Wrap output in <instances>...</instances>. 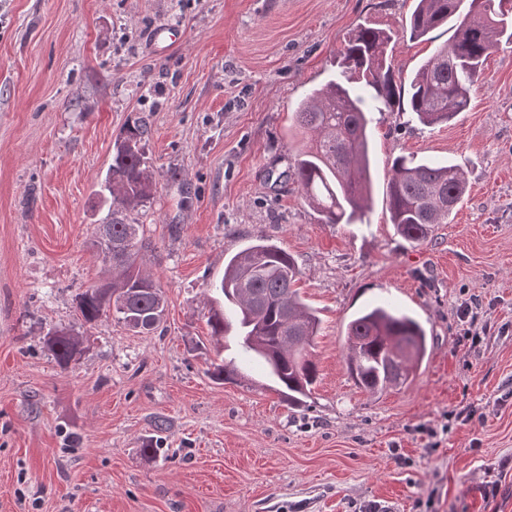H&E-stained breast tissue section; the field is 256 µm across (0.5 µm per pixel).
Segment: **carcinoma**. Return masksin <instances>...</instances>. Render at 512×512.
I'll list each match as a JSON object with an SVG mask.
<instances>
[{"label": "carcinoma", "mask_w": 512, "mask_h": 512, "mask_svg": "<svg viewBox=\"0 0 512 512\" xmlns=\"http://www.w3.org/2000/svg\"><path fill=\"white\" fill-rule=\"evenodd\" d=\"M448 25L452 34L415 71L408 99L401 100L392 68L393 44L401 37L425 38ZM512 43V6L503 0H414L409 20L397 33L359 26L339 52L337 70L325 84L310 90L294 112L300 138L291 176L322 224L362 220L371 193L368 128L373 112L408 113V122L426 127L444 124L464 111L483 72L490 50ZM148 128L136 117L116 141L115 154L101 183L110 218L97 225L110 236L112 282L79 294L82 324L97 323L109 305L118 322L131 329L155 330L164 321L166 300L158 283L140 270L141 253L151 248L142 225L131 218L153 196L155 183L145 151ZM467 192L463 169L451 162L393 159L386 185L389 220L398 235L420 243L437 224L450 223ZM301 271L277 243L259 238L229 258L224 275L211 284L216 297L208 325L227 357L210 377L232 382L241 366L262 361L292 404L311 394L317 365L309 348L320 318L295 288ZM344 362L355 385L370 394L401 387L414 376L427 354L421 323L390 302L353 316L345 328ZM57 363L68 365L81 347L76 335L57 331L49 338ZM410 345L413 353L398 359L394 350Z\"/></svg>", "instance_id": "obj_1"}]
</instances>
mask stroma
Instances as JSON below:
<instances>
[{"label": "stroma", "mask_w": 512, "mask_h": 512, "mask_svg": "<svg viewBox=\"0 0 512 512\" xmlns=\"http://www.w3.org/2000/svg\"><path fill=\"white\" fill-rule=\"evenodd\" d=\"M413 0H0V512H512V45L468 108L434 128L372 115L360 224H321L288 170L296 105L356 27L401 29ZM167 24L176 43L150 48ZM398 41L396 81L447 41ZM145 119L155 193L142 268L167 299L157 330L76 297L112 279L93 246L100 182ZM467 173L452 220L417 245L389 221L393 158ZM285 248L321 329L318 379L288 406L258 365L238 383L207 325L208 284L258 238ZM477 297L479 344L458 310ZM387 298L428 339L413 380L372 395L348 375L345 325ZM86 334L59 366L48 332ZM153 452H146V445ZM498 481L494 500L487 482Z\"/></svg>", "instance_id": "obj_1"}]
</instances>
